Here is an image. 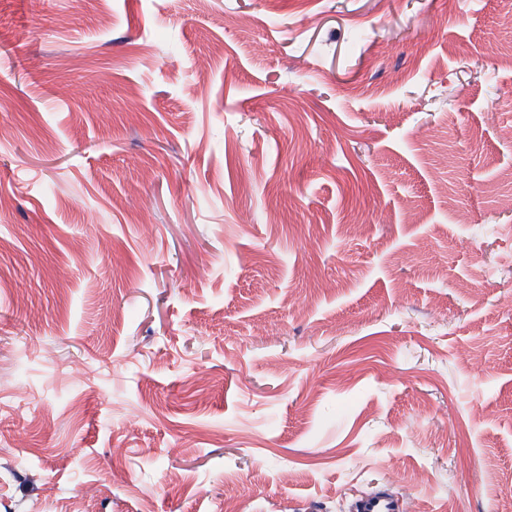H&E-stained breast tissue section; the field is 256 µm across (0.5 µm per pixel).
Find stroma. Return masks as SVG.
I'll return each mask as SVG.
<instances>
[{
    "label": "stroma",
    "instance_id": "1",
    "mask_svg": "<svg viewBox=\"0 0 512 512\" xmlns=\"http://www.w3.org/2000/svg\"><path fill=\"white\" fill-rule=\"evenodd\" d=\"M509 48L512 0H0V501L498 512ZM356 512H400L398 500L386 494H374L358 499L354 504Z\"/></svg>",
    "mask_w": 512,
    "mask_h": 512
}]
</instances>
